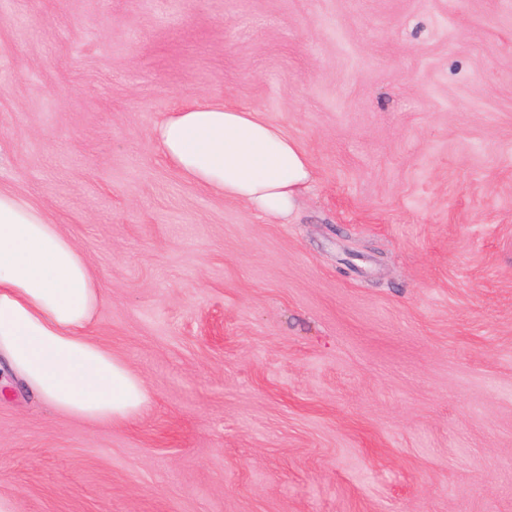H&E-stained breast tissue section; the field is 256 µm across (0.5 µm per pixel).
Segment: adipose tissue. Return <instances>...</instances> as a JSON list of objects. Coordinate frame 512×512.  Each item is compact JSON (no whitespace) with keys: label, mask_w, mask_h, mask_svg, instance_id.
Masks as SVG:
<instances>
[{"label":"adipose tissue","mask_w":512,"mask_h":512,"mask_svg":"<svg viewBox=\"0 0 512 512\" xmlns=\"http://www.w3.org/2000/svg\"><path fill=\"white\" fill-rule=\"evenodd\" d=\"M163 159L189 182L289 220L315 181L297 140L255 110L195 100L152 129ZM106 292L74 242L39 208L0 191V363L42 403L102 423L148 401L143 379L95 340Z\"/></svg>","instance_id":"1"}]
</instances>
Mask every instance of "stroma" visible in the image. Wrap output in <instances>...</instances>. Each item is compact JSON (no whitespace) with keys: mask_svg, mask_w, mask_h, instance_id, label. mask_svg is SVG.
Returning a JSON list of instances; mask_svg holds the SVG:
<instances>
[{"mask_svg":"<svg viewBox=\"0 0 512 512\" xmlns=\"http://www.w3.org/2000/svg\"><path fill=\"white\" fill-rule=\"evenodd\" d=\"M187 99L298 140L289 222L158 155ZM0 190L149 393L1 390L14 512H512V0H0Z\"/></svg>","mask_w":512,"mask_h":512,"instance_id":"stroma-1","label":"stroma"}]
</instances>
